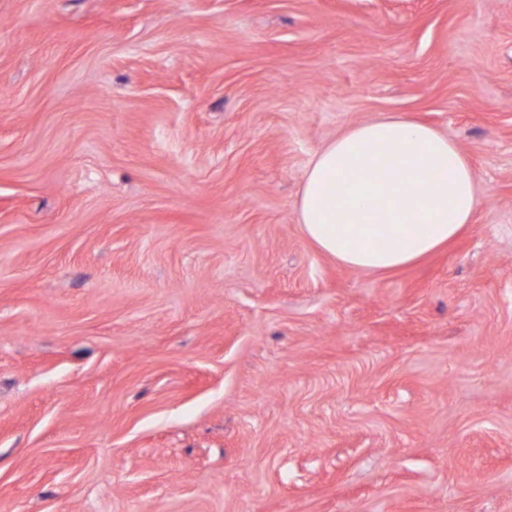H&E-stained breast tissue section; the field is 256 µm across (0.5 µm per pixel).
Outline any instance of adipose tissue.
Here are the masks:
<instances>
[{
  "label": "adipose tissue",
  "instance_id": "adipose-tissue-1",
  "mask_svg": "<svg viewBox=\"0 0 512 512\" xmlns=\"http://www.w3.org/2000/svg\"><path fill=\"white\" fill-rule=\"evenodd\" d=\"M481 188L457 143L404 115L348 127L310 160L296 203L304 236L369 273L407 266L472 223Z\"/></svg>",
  "mask_w": 512,
  "mask_h": 512
}]
</instances>
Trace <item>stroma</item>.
Here are the masks:
<instances>
[{"label": "stroma", "instance_id": "1", "mask_svg": "<svg viewBox=\"0 0 512 512\" xmlns=\"http://www.w3.org/2000/svg\"><path fill=\"white\" fill-rule=\"evenodd\" d=\"M380 114L484 194L367 273L296 201ZM0 512H512V0H0Z\"/></svg>", "mask_w": 512, "mask_h": 512}]
</instances>
